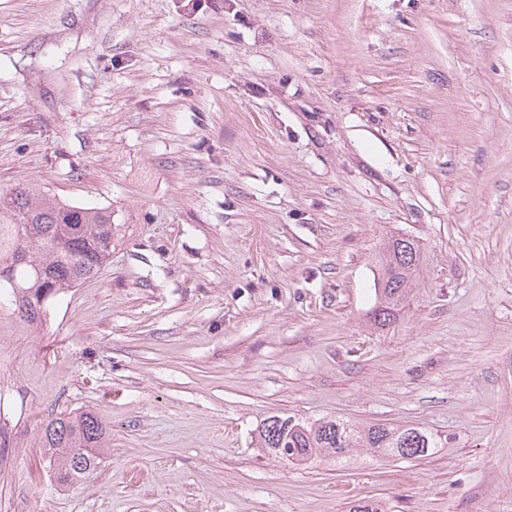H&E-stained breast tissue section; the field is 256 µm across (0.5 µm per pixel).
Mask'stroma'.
I'll return each instance as SVG.
<instances>
[{"label": "stroma", "mask_w": 512, "mask_h": 512, "mask_svg": "<svg viewBox=\"0 0 512 512\" xmlns=\"http://www.w3.org/2000/svg\"><path fill=\"white\" fill-rule=\"evenodd\" d=\"M109 206L111 263L0 325V512H512V0H0V186ZM421 275L374 326L378 256ZM110 446L62 488L51 412ZM273 414L446 435L292 465Z\"/></svg>", "instance_id": "35a3bbf8"}]
</instances>
